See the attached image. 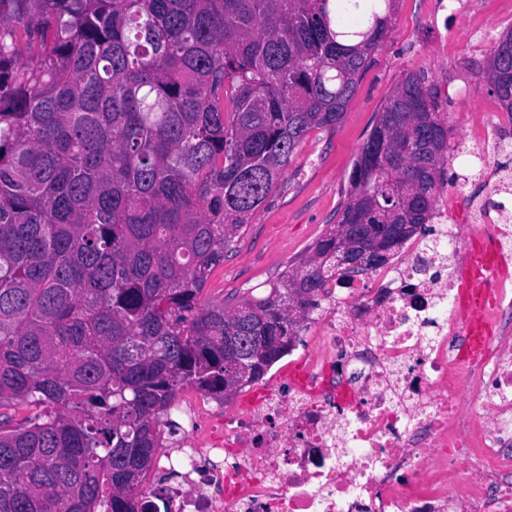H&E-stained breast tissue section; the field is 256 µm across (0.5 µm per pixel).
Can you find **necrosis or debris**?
Wrapping results in <instances>:
<instances>
[{"instance_id":"necrosis-or-debris-1","label":"necrosis or debris","mask_w":512,"mask_h":512,"mask_svg":"<svg viewBox=\"0 0 512 512\" xmlns=\"http://www.w3.org/2000/svg\"><path fill=\"white\" fill-rule=\"evenodd\" d=\"M504 179L484 198L443 196L427 239L367 279L331 278L287 366L262 396L220 405L188 390L191 440L165 471L169 512H512V336L473 360L447 222L465 212L498 249L512 246ZM473 461L463 474L460 460Z\"/></svg>"}]
</instances>
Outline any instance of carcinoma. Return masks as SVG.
<instances>
[{
    "mask_svg": "<svg viewBox=\"0 0 512 512\" xmlns=\"http://www.w3.org/2000/svg\"><path fill=\"white\" fill-rule=\"evenodd\" d=\"M395 0H0V512H160L141 485L180 392L259 381L372 238L448 184L441 89L403 71L336 223L265 297L200 304L296 148L344 117ZM464 67L512 113V28ZM33 413L5 426L3 410Z\"/></svg>",
    "mask_w": 512,
    "mask_h": 512,
    "instance_id": "carcinoma-1",
    "label": "carcinoma"
}]
</instances>
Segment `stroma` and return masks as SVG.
I'll use <instances>...</instances> for the list:
<instances>
[{"instance_id": "1", "label": "stroma", "mask_w": 512, "mask_h": 512, "mask_svg": "<svg viewBox=\"0 0 512 512\" xmlns=\"http://www.w3.org/2000/svg\"><path fill=\"white\" fill-rule=\"evenodd\" d=\"M470 19L440 9L436 0H397L390 32L360 74L343 120L335 129L311 132L295 150L275 191L248 224L221 267L209 276L200 301L266 294L284 268L335 223L349 189V174L378 112L401 71L441 85L447 98L449 138L459 145L474 123L489 120L498 105L464 69L469 56H484L489 39L512 25V0H465ZM486 26L487 41L473 44L468 23ZM453 35L444 43V35Z\"/></svg>"}]
</instances>
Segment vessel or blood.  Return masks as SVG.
<instances>
[{
	"mask_svg": "<svg viewBox=\"0 0 512 512\" xmlns=\"http://www.w3.org/2000/svg\"><path fill=\"white\" fill-rule=\"evenodd\" d=\"M512 271V261L485 240L471 243L460 267L459 306L466 324L464 351L481 352L493 335V327L483 312L490 299L491 283Z\"/></svg>",
	"mask_w": 512,
	"mask_h": 512,
	"instance_id": "vessel-or-blood-1",
	"label": "vessel or blood"
}]
</instances>
